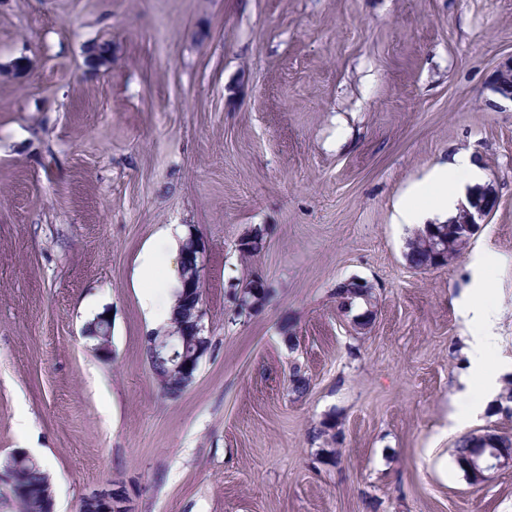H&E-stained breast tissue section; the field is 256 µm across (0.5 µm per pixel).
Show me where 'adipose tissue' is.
<instances>
[{"instance_id": "obj_1", "label": "adipose tissue", "mask_w": 512, "mask_h": 512, "mask_svg": "<svg viewBox=\"0 0 512 512\" xmlns=\"http://www.w3.org/2000/svg\"><path fill=\"white\" fill-rule=\"evenodd\" d=\"M483 178L479 166L471 154L461 153L452 163L434 168L429 177L416 184L411 192L402 198L396 207L395 223L421 224L425 219L436 217L442 220L452 218L460 200L465 197L468 185ZM157 255L155 250H147L142 258L141 277L145 283L142 303L155 322L170 319L174 306L166 301L173 273L157 276ZM470 324L478 328L471 343L470 357L474 363H482L485 355L494 350L497 338L492 332L496 312L483 293H476L468 306Z\"/></svg>"}]
</instances>
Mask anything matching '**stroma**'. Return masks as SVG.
I'll return each mask as SVG.
<instances>
[{"mask_svg":"<svg viewBox=\"0 0 512 512\" xmlns=\"http://www.w3.org/2000/svg\"><path fill=\"white\" fill-rule=\"evenodd\" d=\"M509 61L512 0H0V463L28 451L55 512L115 491L128 512H512V466L474 485L454 456L512 434L457 404L476 254L512 382ZM462 151L498 205L451 264L413 269L394 206ZM170 232L172 270L180 244L201 253L212 343L176 398L138 280ZM251 272L271 297L241 319L227 285ZM354 277L374 287L362 333L336 303ZM104 312L107 358L85 335ZM147 359L155 375H161L167 378L166 384L161 387L164 394L177 397L192 382H187V379L184 376H178L177 374L170 375L172 371V364L169 361H161L158 358L148 356Z\"/></svg>","mask_w":512,"mask_h":512,"instance_id":"35a3bbf8","label":"stroma"}]
</instances>
